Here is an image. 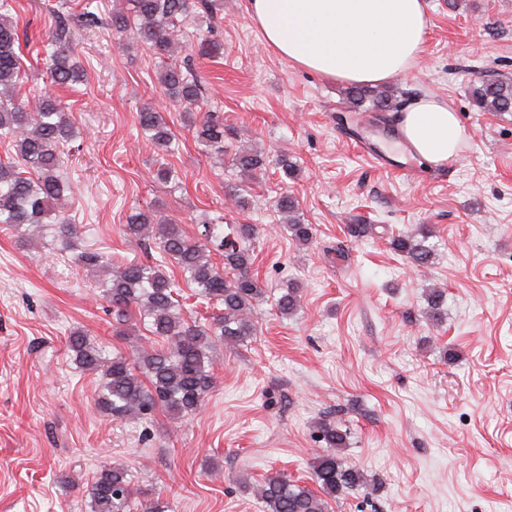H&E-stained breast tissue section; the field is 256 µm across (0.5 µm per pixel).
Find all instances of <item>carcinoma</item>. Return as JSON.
Wrapping results in <instances>:
<instances>
[{
    "mask_svg": "<svg viewBox=\"0 0 512 512\" xmlns=\"http://www.w3.org/2000/svg\"><path fill=\"white\" fill-rule=\"evenodd\" d=\"M93 0L84 3L79 14L81 25L92 31L99 27L100 17L91 10ZM129 16L120 11L112 15V27L130 32L155 55H168L175 45L177 22L198 11L209 13V0H131ZM9 0H0V136L11 139L16 161L0 162V224L20 228L25 224H48L53 241L64 250L73 246L79 227L63 214L69 187L59 171L65 145L75 137L72 113L57 96L42 90L32 94V101L15 102L10 90L21 78L18 26L8 15ZM71 29L66 17L58 22L43 41L51 82L57 86L75 84L84 77V70L70 46ZM158 80L172 102L187 110L201 96L197 76L190 70L168 67ZM348 95L357 103H369L374 112H391L396 108L390 87L352 86ZM474 106L481 112L512 113V79L498 74H485L471 89ZM197 141L216 152L224 150V121L217 112L187 113ZM143 134L158 150L175 151L174 136L162 115L151 107L139 113ZM234 165L244 173L254 174L265 169L267 158L262 153L244 150L235 157ZM37 173L27 177L24 170ZM280 212L288 215L284 228L302 245L313 239V228L297 216L295 197L278 199ZM155 216L142 210L134 211L125 224V234L146 243L145 230L154 225ZM157 233L162 259L154 264L129 263L100 285L101 296L112 305V315L119 327L118 336L128 335L125 327L136 312L150 333L162 338L165 346L147 349L141 345L133 355L115 352L107 355L94 345L81 330L68 337V349L86 371L102 374L103 384L96 407L119 421H141L158 408L177 417L195 414L213 388L214 342L220 338L226 344L242 345L255 336L253 322L255 306L262 301L265 290L260 280L250 274L251 246L255 235L252 224H241L238 241H224L222 217L203 222L205 242L186 236L177 224H159ZM432 237L429 226L422 224L417 234L393 237V249L411 260L417 268H428L434 259V249L425 245ZM221 251L223 263L218 265L207 254V243ZM86 268L104 267L109 263L103 253L85 250L77 257ZM178 267L188 283L197 288V295L221 308L209 324L189 322L181 316L174 297L175 283L162 265ZM300 290H281L276 306L286 318L296 313ZM445 294L437 289L429 293V317L443 319ZM322 452L312 463L313 481L321 493L275 472L256 486V495L263 512H326L325 498H337L367 484L360 468L346 465L337 451L346 447L347 431L342 422L323 419L316 425ZM140 492L132 484L129 470L121 465H102L90 490V512H169L161 498L139 501Z\"/></svg>",
    "mask_w": 512,
    "mask_h": 512,
    "instance_id": "cac0c4a2",
    "label": "carcinoma"
}]
</instances>
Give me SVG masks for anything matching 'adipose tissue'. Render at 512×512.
<instances>
[{
	"label": "adipose tissue",
	"mask_w": 512,
	"mask_h": 512,
	"mask_svg": "<svg viewBox=\"0 0 512 512\" xmlns=\"http://www.w3.org/2000/svg\"><path fill=\"white\" fill-rule=\"evenodd\" d=\"M265 42L300 68L378 85L412 67L425 42V0H249ZM402 144L435 166L457 158L467 136L447 101L427 94L405 110Z\"/></svg>",
	"instance_id": "obj_1"
}]
</instances>
